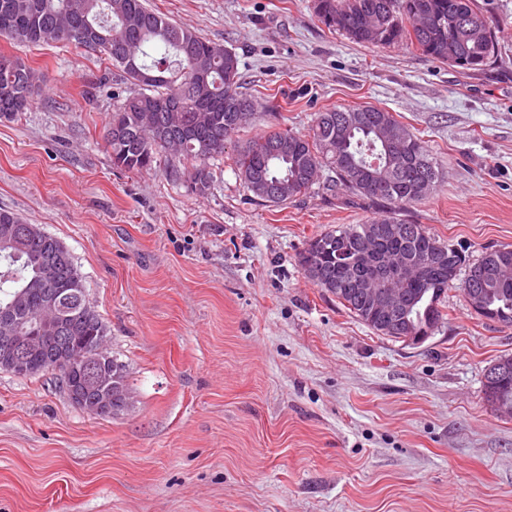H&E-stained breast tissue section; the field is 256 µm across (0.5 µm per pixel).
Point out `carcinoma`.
<instances>
[{"instance_id": "1", "label": "carcinoma", "mask_w": 512, "mask_h": 512, "mask_svg": "<svg viewBox=\"0 0 512 512\" xmlns=\"http://www.w3.org/2000/svg\"><path fill=\"white\" fill-rule=\"evenodd\" d=\"M313 9L322 24L354 43L406 42L461 70H483L500 52L495 29L476 0H314ZM0 35L35 46L67 40L100 54V61L141 86L113 113L103 135L113 167L122 171L150 170L160 154H169L177 159L173 174L205 195L213 182L208 161L224 155V143L258 119L254 100L243 92L236 53L169 22L144 0H0ZM38 81L33 68L0 54V119L27 111ZM384 126L404 128L372 105L317 112L305 135L273 130L246 144L235 167L263 202L281 203L306 192L315 184V171L326 170L332 185L385 207L378 218L314 236L299 254L307 277L377 335L395 339L405 328L389 330L365 311L366 299L336 256L345 244L377 240L389 254L428 261L421 277L398 280L412 303L408 324L414 329L430 335L444 324L452 288L465 299L481 289V316L511 327L512 277L497 272L512 269V247L487 249L471 259L463 246L401 218V209L430 196L443 176L420 138L407 131L396 150L383 138ZM387 224L403 225L405 234L381 236ZM45 289L65 299L62 330L73 352L115 365L127 384L126 365L105 349L97 351L107 328L68 247L40 225L0 208V308L16 306L19 322L29 327ZM485 392L490 402L512 403V369Z\"/></svg>"}]
</instances>
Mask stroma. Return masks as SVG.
<instances>
[{"instance_id": "stroma-1", "label": "stroma", "mask_w": 512, "mask_h": 512, "mask_svg": "<svg viewBox=\"0 0 512 512\" xmlns=\"http://www.w3.org/2000/svg\"><path fill=\"white\" fill-rule=\"evenodd\" d=\"M478 2L502 52L462 72L353 43L313 0H146L236 52L245 92L275 110L210 160L204 196L165 156L113 168L104 129L135 90L120 69L0 36V54L41 76L31 108L0 119V207L69 248L132 394L99 417L56 372L0 370V512H512V416L483 386L512 327L452 290L424 342L375 334L298 255L380 205L321 186L264 203L232 162L269 129L305 134L315 113L373 105L444 175L404 217L474 256L512 245V0Z\"/></svg>"}]
</instances>
